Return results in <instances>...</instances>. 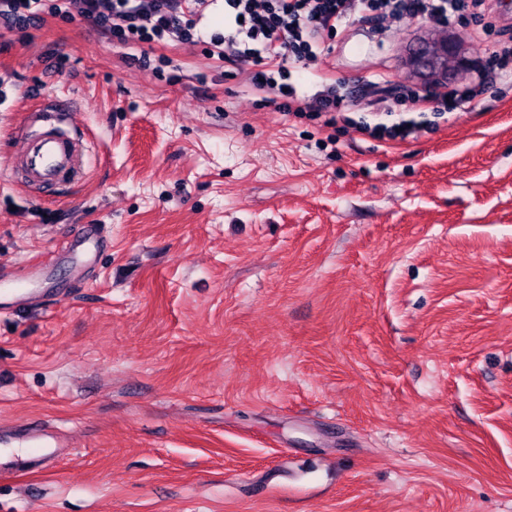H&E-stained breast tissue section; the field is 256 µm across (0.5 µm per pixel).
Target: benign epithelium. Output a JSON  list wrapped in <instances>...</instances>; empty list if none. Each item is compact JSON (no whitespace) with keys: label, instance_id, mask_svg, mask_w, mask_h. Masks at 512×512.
<instances>
[{"label":"benign epithelium","instance_id":"7a95c632","mask_svg":"<svg viewBox=\"0 0 512 512\" xmlns=\"http://www.w3.org/2000/svg\"><path fill=\"white\" fill-rule=\"evenodd\" d=\"M404 83L428 87H449L452 81L479 66L453 34L434 26L423 27L403 56Z\"/></svg>","mask_w":512,"mask_h":512}]
</instances>
